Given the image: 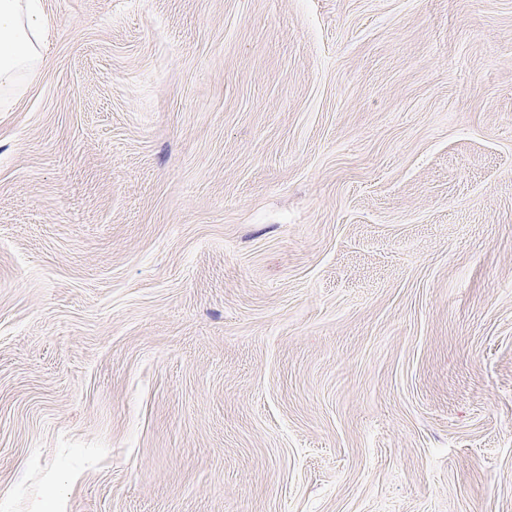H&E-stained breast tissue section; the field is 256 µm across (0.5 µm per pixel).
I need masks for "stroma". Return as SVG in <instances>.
<instances>
[{
  "label": "stroma",
  "instance_id": "35a3bbf8",
  "mask_svg": "<svg viewBox=\"0 0 512 512\" xmlns=\"http://www.w3.org/2000/svg\"><path fill=\"white\" fill-rule=\"evenodd\" d=\"M42 8L0 512H512V0Z\"/></svg>",
  "mask_w": 512,
  "mask_h": 512
}]
</instances>
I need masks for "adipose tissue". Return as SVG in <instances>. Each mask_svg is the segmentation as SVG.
<instances>
[{
    "instance_id": "1",
    "label": "adipose tissue",
    "mask_w": 512,
    "mask_h": 512,
    "mask_svg": "<svg viewBox=\"0 0 512 512\" xmlns=\"http://www.w3.org/2000/svg\"><path fill=\"white\" fill-rule=\"evenodd\" d=\"M40 0H0V87L11 88L40 64L45 49Z\"/></svg>"
}]
</instances>
